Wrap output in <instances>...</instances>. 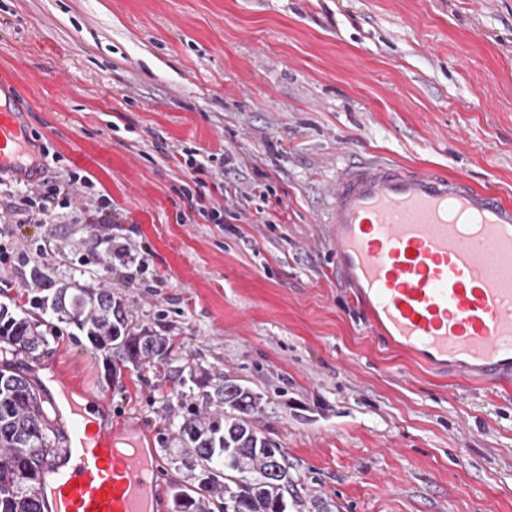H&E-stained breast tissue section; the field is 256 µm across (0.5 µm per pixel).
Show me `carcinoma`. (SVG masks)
<instances>
[{
  "instance_id": "obj_1",
  "label": "carcinoma",
  "mask_w": 512,
  "mask_h": 512,
  "mask_svg": "<svg viewBox=\"0 0 512 512\" xmlns=\"http://www.w3.org/2000/svg\"><path fill=\"white\" fill-rule=\"evenodd\" d=\"M45 286L52 297L36 296L22 316L0 309V343L33 355L45 345L52 312L57 321L85 332L89 349L103 364L143 366L168 358L173 343L149 328L129 325L121 300L79 283ZM202 400L186 405L179 433L187 448L182 464L194 479L172 489L173 512H286L292 487L285 450L263 436L254 420L263 398L229 379L205 372L192 379ZM61 438L51 411L32 380L9 363L0 366V512H43L35 489L40 467Z\"/></svg>"
}]
</instances>
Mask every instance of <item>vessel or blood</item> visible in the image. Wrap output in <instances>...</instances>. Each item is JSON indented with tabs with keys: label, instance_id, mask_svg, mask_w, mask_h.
<instances>
[{
	"label": "vessel or blood",
	"instance_id": "vessel-or-blood-1",
	"mask_svg": "<svg viewBox=\"0 0 512 512\" xmlns=\"http://www.w3.org/2000/svg\"><path fill=\"white\" fill-rule=\"evenodd\" d=\"M36 145L0 104V174L29 182ZM327 238L365 321L464 386L512 378V200L489 187L389 160L337 171ZM57 407L60 445L46 458L45 512H158L159 457L137 423L112 419L106 396L59 372L40 379Z\"/></svg>",
	"mask_w": 512,
	"mask_h": 512
}]
</instances>
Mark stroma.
Wrapping results in <instances>:
<instances>
[{
	"mask_svg": "<svg viewBox=\"0 0 512 512\" xmlns=\"http://www.w3.org/2000/svg\"><path fill=\"white\" fill-rule=\"evenodd\" d=\"M0 87L40 145L23 159L38 179L94 183L33 224L24 183L0 179L16 217L0 244L30 258L0 267V304L24 314L39 270L111 291L134 328L174 341L165 370L114 383L67 323L26 358L0 344V363L50 362L107 395L155 446L163 500L190 478L180 404L205 371L262 395L257 427L299 494L287 512H512V389L387 348L325 224L337 171L367 159L512 198V0H0ZM185 148L217 160L186 169ZM253 182L271 192L240 202L244 223L186 195Z\"/></svg>",
	"mask_w": 512,
	"mask_h": 512,
	"instance_id": "stroma-1",
	"label": "stroma"
}]
</instances>
